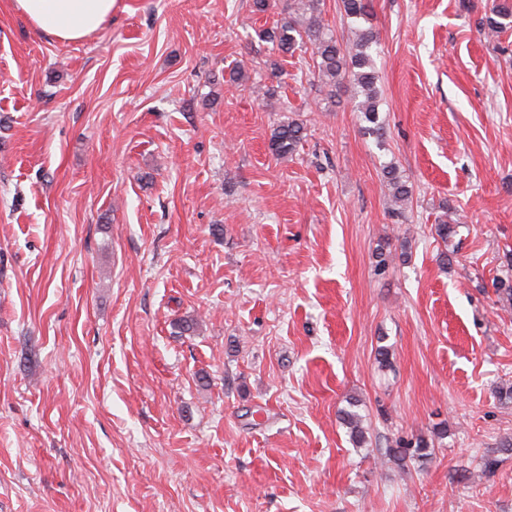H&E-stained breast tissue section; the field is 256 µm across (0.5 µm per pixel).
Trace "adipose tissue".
<instances>
[{"mask_svg": "<svg viewBox=\"0 0 512 512\" xmlns=\"http://www.w3.org/2000/svg\"><path fill=\"white\" fill-rule=\"evenodd\" d=\"M116 0H13L33 27L61 42L80 41L112 17Z\"/></svg>", "mask_w": 512, "mask_h": 512, "instance_id": "1", "label": "adipose tissue"}]
</instances>
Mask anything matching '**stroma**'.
I'll return each mask as SVG.
<instances>
[{"mask_svg": "<svg viewBox=\"0 0 512 512\" xmlns=\"http://www.w3.org/2000/svg\"><path fill=\"white\" fill-rule=\"evenodd\" d=\"M491 6L371 0L378 142L349 81L261 41L288 0H117L78 42L0 0V512H512V32L483 38ZM418 435L426 467L388 455ZM304 127L291 121L278 126L271 137V148L278 156L292 154L303 140ZM383 187L388 191L391 196L392 202L395 206L393 213L396 217H405V211L408 204L412 200L411 187L407 185L403 177L400 175L398 168L390 163L383 168ZM341 419L348 429V433L353 444L361 448L366 443L367 428L364 426L363 419L359 414L353 411H341Z\"/></svg>", "mask_w": 512, "mask_h": 512, "instance_id": "35a3bbf8", "label": "stroma"}]
</instances>
